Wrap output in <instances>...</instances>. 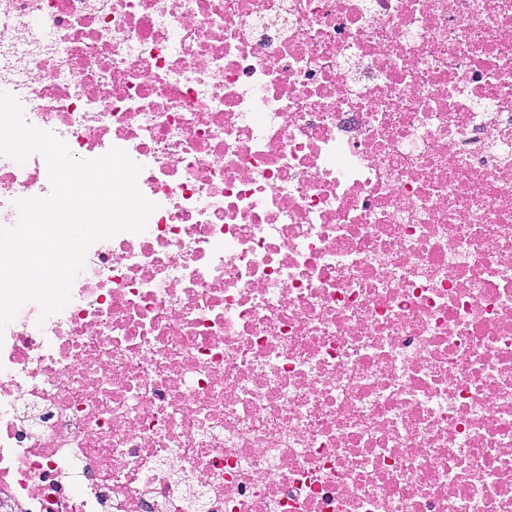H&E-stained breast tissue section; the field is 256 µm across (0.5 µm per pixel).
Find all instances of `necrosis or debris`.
Listing matches in <instances>:
<instances>
[{"label": "necrosis or debris", "instance_id": "1", "mask_svg": "<svg viewBox=\"0 0 512 512\" xmlns=\"http://www.w3.org/2000/svg\"><path fill=\"white\" fill-rule=\"evenodd\" d=\"M0 92L157 205L0 331V499L512 512V0H0Z\"/></svg>", "mask_w": 512, "mask_h": 512}]
</instances>
